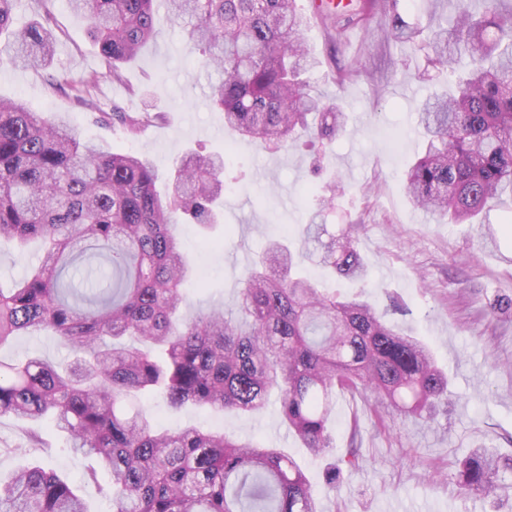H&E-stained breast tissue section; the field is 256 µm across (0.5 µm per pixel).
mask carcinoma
Here are the masks:
<instances>
[{
    "mask_svg": "<svg viewBox=\"0 0 512 512\" xmlns=\"http://www.w3.org/2000/svg\"><path fill=\"white\" fill-rule=\"evenodd\" d=\"M17 0H0V68H40L56 41L50 23L14 27ZM89 23L112 80L157 39L154 0H68ZM189 26L198 65L218 73L210 103L230 134L274 150L302 131L331 142L346 114L323 103L305 79L318 61L307 48V19L296 0H167ZM484 0L474 17L460 2L430 36L406 22L399 0H360L327 12L336 43L379 9L387 38L428 51L457 77L417 116L422 156L405 173L412 203L453 224L512 203V8ZM470 63L456 74V57ZM98 108L95 80L67 84ZM135 137L160 112L102 113ZM228 154L187 152L173 165L165 195L143 156L82 140L66 113L45 117L20 98L0 99V247L38 241V265L0 288V347L30 329H49L76 362L46 358L0 362V418H49L70 448L96 460L108 478L95 488L113 512H322L306 471L279 448L195 425L162 430L137 406L159 394L175 410L258 415L271 396L288 430L314 459L332 448L327 421L336 393L371 397L374 412L391 408L433 419L448 403V376L425 341L386 319L356 294L321 288L301 264L315 260L337 276L365 281L353 225L327 232L317 218L302 225L297 249L272 239L248 270L236 311L189 316L183 284L192 266L177 235L181 224L210 230L228 190ZM458 484L497 500L512 488V461L478 447L458 464ZM0 512H87L82 490L61 473L20 453Z\"/></svg>",
    "mask_w": 512,
    "mask_h": 512,
    "instance_id": "carcinoma-1",
    "label": "carcinoma"
}]
</instances>
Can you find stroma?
I'll return each instance as SVG.
<instances>
[{
    "instance_id": "35a3bbf8",
    "label": "stroma",
    "mask_w": 512,
    "mask_h": 512,
    "mask_svg": "<svg viewBox=\"0 0 512 512\" xmlns=\"http://www.w3.org/2000/svg\"><path fill=\"white\" fill-rule=\"evenodd\" d=\"M296 4L309 21L307 42L318 61L309 81L324 99H340L348 114L344 131L316 154L301 141L271 151L227 134L223 113L208 104L207 79L188 49L186 29L172 20L164 0H158L154 14L158 39L125 67L120 82L113 81L84 18L71 12L66 0H19L16 25L51 14L57 40L47 68H0V96L22 98L46 116L68 113L85 138L147 156L163 178L184 150L230 151L227 175L235 183L224 196V224L213 232L220 246L202 245L196 225L179 230L181 248L196 269L185 286L190 315L215 304L236 308L247 269L267 240L297 236L316 196L326 193L332 180H343L349 192L324 222L332 231L358 225L368 284L335 276L311 261L308 271L340 294L362 291L376 307L394 302L405 308L396 323L429 345L448 376V409L432 421L379 417L369 412L364 397L338 394L328 423L334 448L320 460L289 435L274 403L257 416H223L195 409L176 413L159 397L142 399L143 409L161 425L221 428L284 450L308 471L323 512H512L511 495L495 504L482 493L461 490L456 478L457 462L473 448L487 446L501 458L512 457V310L491 309L496 301L512 299V236L495 246L480 243L476 225L435 223L408 199L403 175L421 151L416 112L443 80L425 51L384 41L388 18L381 14L353 30L346 46L336 47L311 0ZM349 66L356 74L336 83L338 70ZM53 78L95 79L103 111L117 106L162 112L166 119L137 137H124L52 89ZM28 356L72 359L47 330L27 332L0 349L5 362ZM356 427L362 461L342 470L335 487H328L323 473L344 458ZM37 429L45 442L40 461L58 467L72 483H83L90 460L73 453L50 420Z\"/></svg>"
}]
</instances>
